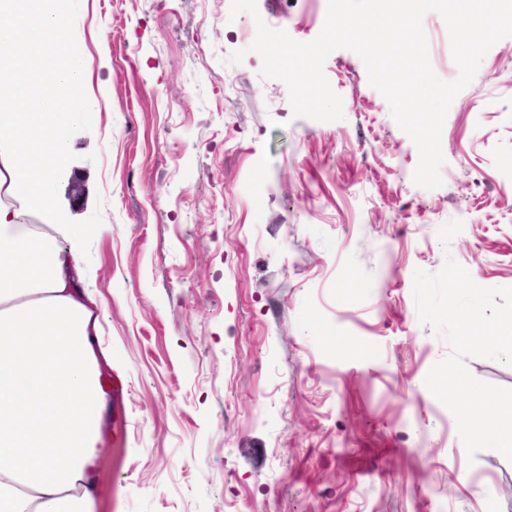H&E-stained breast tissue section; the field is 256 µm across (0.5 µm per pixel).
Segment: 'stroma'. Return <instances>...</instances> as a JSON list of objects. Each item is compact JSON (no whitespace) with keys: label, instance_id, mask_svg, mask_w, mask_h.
<instances>
[{"label":"stroma","instance_id":"35a3bbf8","mask_svg":"<svg viewBox=\"0 0 512 512\" xmlns=\"http://www.w3.org/2000/svg\"><path fill=\"white\" fill-rule=\"evenodd\" d=\"M327 2L233 18L231 0H70L92 119L71 131L53 216L30 221L76 242L75 281L125 370L121 393L102 381L97 512H512V461L469 457L424 384L450 349L413 298L415 270L448 254L512 287V37L453 100L427 190L355 52L323 67L340 121L294 117L261 76L257 20L308 42ZM422 26L456 79L444 18Z\"/></svg>","mask_w":512,"mask_h":512}]
</instances>
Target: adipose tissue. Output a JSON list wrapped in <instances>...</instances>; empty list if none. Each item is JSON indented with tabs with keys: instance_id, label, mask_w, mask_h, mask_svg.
Segmentation results:
<instances>
[{
	"instance_id": "1",
	"label": "adipose tissue",
	"mask_w": 512,
	"mask_h": 512,
	"mask_svg": "<svg viewBox=\"0 0 512 512\" xmlns=\"http://www.w3.org/2000/svg\"><path fill=\"white\" fill-rule=\"evenodd\" d=\"M67 0H0V191L44 211L80 113L86 64L68 44ZM74 245L0 202V512H92L109 410L96 298Z\"/></svg>"
}]
</instances>
